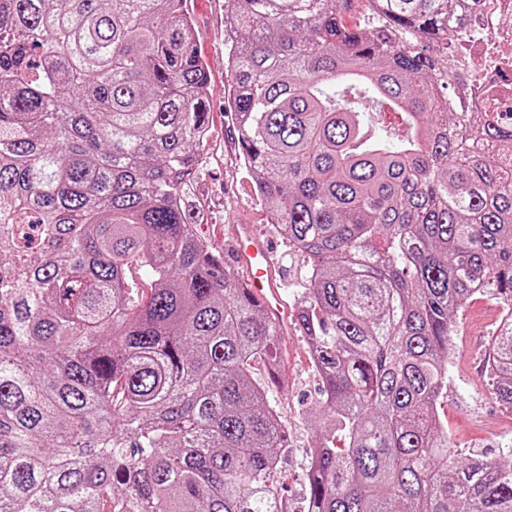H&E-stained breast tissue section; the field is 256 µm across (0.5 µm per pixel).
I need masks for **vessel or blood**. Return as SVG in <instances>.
Returning a JSON list of instances; mask_svg holds the SVG:
<instances>
[{
    "mask_svg": "<svg viewBox=\"0 0 512 512\" xmlns=\"http://www.w3.org/2000/svg\"><path fill=\"white\" fill-rule=\"evenodd\" d=\"M229 235L231 265L241 274L250 295L265 307L279 329H287L291 311L280 293V269L272 246L260 240L248 224L230 225Z\"/></svg>",
    "mask_w": 512,
    "mask_h": 512,
    "instance_id": "obj_1",
    "label": "vessel or blood"
}]
</instances>
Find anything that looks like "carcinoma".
<instances>
[{
    "mask_svg": "<svg viewBox=\"0 0 512 512\" xmlns=\"http://www.w3.org/2000/svg\"><path fill=\"white\" fill-rule=\"evenodd\" d=\"M183 2L0 0V512H287L279 330L196 232ZM226 2L237 143L345 440L310 449L304 512H512V464L434 411L458 313L512 308V112L454 111L453 0L355 27L353 0ZM486 373L512 411V321Z\"/></svg>",
    "mask_w": 512,
    "mask_h": 512,
    "instance_id": "1",
    "label": "carcinoma"
}]
</instances>
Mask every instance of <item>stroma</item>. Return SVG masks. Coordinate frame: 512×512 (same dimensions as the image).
I'll return each mask as SVG.
<instances>
[{
  "label": "stroma",
  "mask_w": 512,
  "mask_h": 512,
  "mask_svg": "<svg viewBox=\"0 0 512 512\" xmlns=\"http://www.w3.org/2000/svg\"><path fill=\"white\" fill-rule=\"evenodd\" d=\"M195 28V46L207 66L209 83V136L201 149L203 167L197 191L205 198L203 224L197 232L215 251H223L224 227L250 224L276 251L282 274V295L296 299L295 285L303 272L300 257L272 228L260 205L252 177L241 163L230 113L224 108L228 90L224 45L225 0H187ZM500 300L478 295L460 313L451 338L448 395L436 406L450 442L459 449L477 450L496 461H512V412L496 399L485 373L484 353L490 334L499 323ZM285 363L280 389L273 394L288 432V451L279 462L278 489L288 512H302L306 496L305 472L310 448L321 426L320 380L310 361L305 341L289 330L281 341Z\"/></svg>",
  "instance_id": "obj_1"
}]
</instances>
